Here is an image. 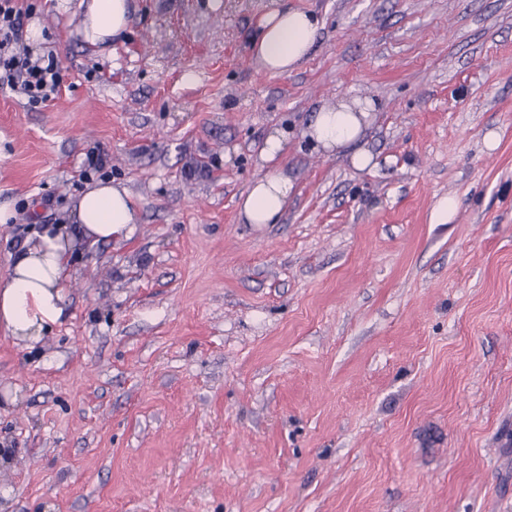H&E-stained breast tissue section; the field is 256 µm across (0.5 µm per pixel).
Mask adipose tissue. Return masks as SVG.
I'll use <instances>...</instances> for the list:
<instances>
[{
    "label": "adipose tissue",
    "instance_id": "1",
    "mask_svg": "<svg viewBox=\"0 0 512 512\" xmlns=\"http://www.w3.org/2000/svg\"><path fill=\"white\" fill-rule=\"evenodd\" d=\"M78 34L93 46L108 45L131 20L130 0H78ZM319 29L318 19L299 8L274 7L258 21L251 56L259 69L284 75L308 57ZM376 106L371 101H340L321 107L308 126L310 140L325 150H339L362 138ZM294 191L287 175L277 171L257 178L241 197L243 223H278ZM69 227L48 226L0 277V327L9 336L39 342L64 313L62 283L69 277V257L80 243L98 244L130 238L139 222L128 189L98 182L76 198Z\"/></svg>",
    "mask_w": 512,
    "mask_h": 512
}]
</instances>
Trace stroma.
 I'll list each match as a JSON object with an SVG mask.
<instances>
[{"label": "stroma", "mask_w": 512, "mask_h": 512, "mask_svg": "<svg viewBox=\"0 0 512 512\" xmlns=\"http://www.w3.org/2000/svg\"><path fill=\"white\" fill-rule=\"evenodd\" d=\"M285 2L319 30L275 76L274 0H132L103 52L18 0L64 82L0 87V276L97 180L140 222L36 347L0 330V512H512V0ZM355 98L363 169L306 136ZM276 128L294 194L241 223ZM318 29L319 21L313 14L276 5L258 21L251 56L265 73L288 74L308 57Z\"/></svg>", "instance_id": "35a3bbf8"}]
</instances>
